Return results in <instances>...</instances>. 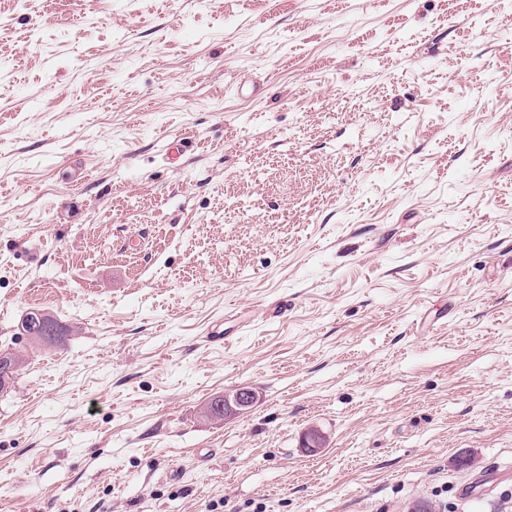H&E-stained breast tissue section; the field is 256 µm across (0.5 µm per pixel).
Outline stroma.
<instances>
[{
    "mask_svg": "<svg viewBox=\"0 0 512 512\" xmlns=\"http://www.w3.org/2000/svg\"><path fill=\"white\" fill-rule=\"evenodd\" d=\"M4 347L0 512H512V0H0ZM255 401V392L248 387H237L212 398L206 406L209 419L218 420L248 410Z\"/></svg>",
    "mask_w": 512,
    "mask_h": 512,
    "instance_id": "obj_1",
    "label": "stroma"
}]
</instances>
